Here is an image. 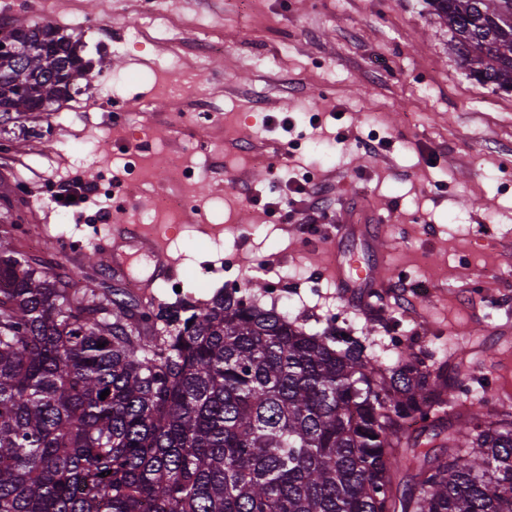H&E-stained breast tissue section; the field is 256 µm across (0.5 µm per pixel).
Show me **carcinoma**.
<instances>
[{
	"instance_id": "cac0c4a2",
	"label": "carcinoma",
	"mask_w": 512,
	"mask_h": 512,
	"mask_svg": "<svg viewBox=\"0 0 512 512\" xmlns=\"http://www.w3.org/2000/svg\"><path fill=\"white\" fill-rule=\"evenodd\" d=\"M469 74L512 92V0H428ZM0 134L90 86L84 45L3 27ZM247 288L144 306L75 287L0 238V512H512V413L413 350L384 369ZM105 347H100V344ZM110 390L105 398L101 392ZM437 447L402 451L404 422Z\"/></svg>"
}]
</instances>
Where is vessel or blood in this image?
I'll list each match as a JSON object with an SVG mask.
<instances>
[{
    "mask_svg": "<svg viewBox=\"0 0 512 512\" xmlns=\"http://www.w3.org/2000/svg\"><path fill=\"white\" fill-rule=\"evenodd\" d=\"M362 228L358 225L342 224L337 226L330 236L332 245L338 251L333 258L330 270L336 276L339 287L352 290L361 288L374 290L380 288L383 266L368 262L356 252L342 250L341 244L348 237L361 235ZM111 243H98L95 254L98 259H111V248L125 244L147 253L154 262L151 279L143 281L142 290L152 288L155 280L165 279L173 275L176 267L175 259L169 254L164 238L146 226L140 224H115L111 227Z\"/></svg>",
    "mask_w": 512,
    "mask_h": 512,
    "instance_id": "vessel-or-blood-1",
    "label": "vessel or blood"
}]
</instances>
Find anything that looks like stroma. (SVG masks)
<instances>
[{"label": "stroma", "mask_w": 512, "mask_h": 512, "mask_svg": "<svg viewBox=\"0 0 512 512\" xmlns=\"http://www.w3.org/2000/svg\"><path fill=\"white\" fill-rule=\"evenodd\" d=\"M32 20L79 39L100 67L49 117L12 127L0 237L56 272L84 267L100 287L116 283L93 257L109 224L155 226L179 263L157 301L250 286L307 332L338 322L388 367L424 351L512 406V93L470 76L424 0H254L247 12L238 0H156L147 12L137 0H0V24ZM161 81L178 96L156 97ZM115 99L129 122L109 116ZM193 111L203 120L173 126L171 113ZM174 166L191 178H171ZM47 177L106 191L62 210ZM302 177L307 193L286 194ZM162 191L188 208L155 212ZM312 193L356 224L382 216L384 286L369 300L337 288L327 237L307 236ZM284 194L288 216H267ZM16 213L31 238L14 236ZM64 231L75 248L61 246Z\"/></svg>", "instance_id": "35a3bbf8"}]
</instances>
